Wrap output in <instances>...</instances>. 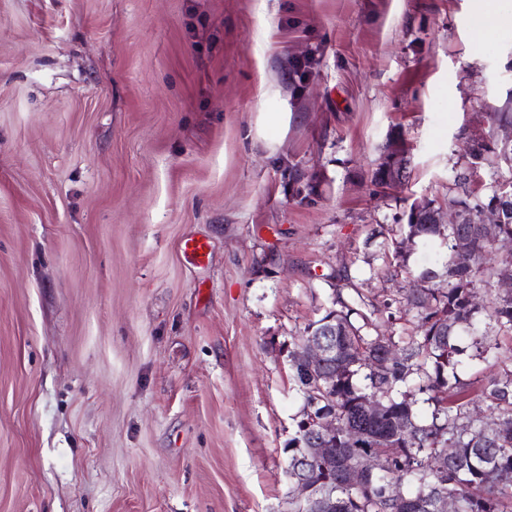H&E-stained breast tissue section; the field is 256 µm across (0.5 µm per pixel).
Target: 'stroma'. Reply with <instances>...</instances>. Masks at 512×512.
<instances>
[{
    "label": "stroma",
    "mask_w": 512,
    "mask_h": 512,
    "mask_svg": "<svg viewBox=\"0 0 512 512\" xmlns=\"http://www.w3.org/2000/svg\"><path fill=\"white\" fill-rule=\"evenodd\" d=\"M490 112L512 0H0V512H288L289 343ZM402 149L403 148L398 147V153H402ZM398 153L390 152L389 150L384 160L378 164L375 170H373L370 182L372 186L375 187V191H378V189H383L380 188V186L385 182L386 178L392 179L394 178L395 174L398 176L400 175V172L402 171V163L406 162V160L403 154ZM400 181L401 180L396 177L392 180L387 179L388 184L391 186L400 183ZM391 186L388 188H391Z\"/></svg>",
    "instance_id": "stroma-1"
}]
</instances>
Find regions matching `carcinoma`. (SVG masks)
<instances>
[{
	"mask_svg": "<svg viewBox=\"0 0 512 512\" xmlns=\"http://www.w3.org/2000/svg\"><path fill=\"white\" fill-rule=\"evenodd\" d=\"M496 143L476 141L464 170L454 179L457 193L448 195V207L479 213L499 207L498 224H428L431 199L415 202L410 212L422 215L417 224L404 225L405 238L414 243L438 245L436 269H410L408 285L400 298L386 299L383 309L414 312L416 325L409 336H366L352 317L367 320L364 300L339 298V308L304 329L294 348L318 332H329L332 350L319 364L302 360L291 365L302 398L296 414V430L288 440V478L305 476L336 486V512H436L446 496L457 512H512V370L480 383L478 397L496 415V427L486 431L474 418L472 383L459 372L483 359L497 345L496 335L512 338V294H496L489 314L478 300L477 290L491 288L497 276L512 271V258L494 260L495 244L512 243V181L483 202L473 198L469 184L477 170L499 169ZM403 155L389 152L371 175L375 189L402 171ZM468 241L467 251H454L455 237ZM377 402L382 413H365ZM336 412L346 427L357 434V446L338 434L326 440L336 449V468H323L316 459H299L303 450L320 439L316 419ZM362 468V482L343 485L344 465ZM405 487L393 498L387 488Z\"/></svg>",
	"mask_w": 512,
	"mask_h": 512,
	"instance_id": "cac0c4a2",
	"label": "carcinoma"
}]
</instances>
